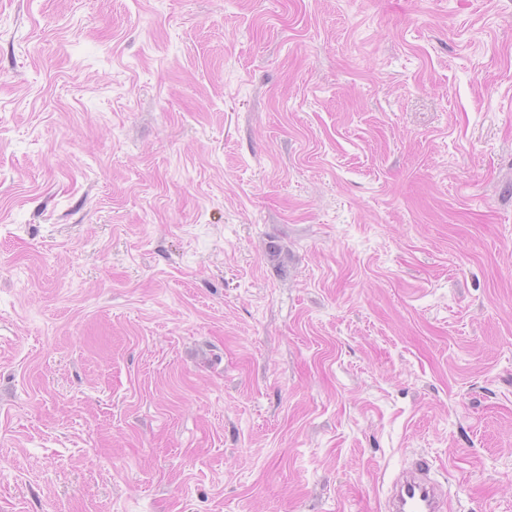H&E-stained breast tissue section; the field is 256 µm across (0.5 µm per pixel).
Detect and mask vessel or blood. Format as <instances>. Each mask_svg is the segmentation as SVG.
Instances as JSON below:
<instances>
[{
	"instance_id": "1",
	"label": "vessel or blood",
	"mask_w": 512,
	"mask_h": 512,
	"mask_svg": "<svg viewBox=\"0 0 512 512\" xmlns=\"http://www.w3.org/2000/svg\"><path fill=\"white\" fill-rule=\"evenodd\" d=\"M448 494L432 477V467L416 460L393 483L385 512H447Z\"/></svg>"
}]
</instances>
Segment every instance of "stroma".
I'll return each instance as SVG.
<instances>
[{"label": "stroma", "instance_id": "stroma-1", "mask_svg": "<svg viewBox=\"0 0 512 512\" xmlns=\"http://www.w3.org/2000/svg\"><path fill=\"white\" fill-rule=\"evenodd\" d=\"M512 512V0H0V512ZM385 512H446L448 494L432 478V466L424 460L412 461L393 483Z\"/></svg>", "mask_w": 512, "mask_h": 512}]
</instances>
